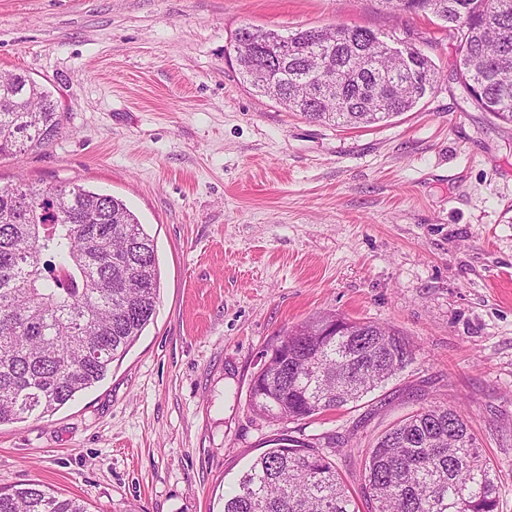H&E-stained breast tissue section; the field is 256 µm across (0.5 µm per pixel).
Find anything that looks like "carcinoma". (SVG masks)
<instances>
[{
    "instance_id": "obj_1",
    "label": "carcinoma",
    "mask_w": 512,
    "mask_h": 512,
    "mask_svg": "<svg viewBox=\"0 0 512 512\" xmlns=\"http://www.w3.org/2000/svg\"><path fill=\"white\" fill-rule=\"evenodd\" d=\"M432 15L459 40L456 69L472 102L512 125V0H382ZM286 34L254 29L258 54L235 42L243 82L312 121L362 127L409 112L435 89L438 70L416 47L410 72L387 56L386 40L336 26ZM274 66V83L253 80ZM333 75L336 101L318 89ZM64 130L57 101L30 76L0 88V157L43 150ZM160 292L153 240L126 204L81 185L0 187V425L44 418L100 382L152 320ZM338 325L344 333L328 331ZM288 355L272 360L250 393L251 410L274 422L339 410L385 387L414 361L394 328L325 313L285 335ZM241 473L223 512H358L332 454L331 436L274 439ZM369 512H497L498 470L464 415L423 407L367 449L359 477ZM0 512H87L81 499L28 483L0 488Z\"/></svg>"
}]
</instances>
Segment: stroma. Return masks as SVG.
I'll return each instance as SVG.
<instances>
[{"label":"stroma","instance_id":"35a3bbf8","mask_svg":"<svg viewBox=\"0 0 512 512\" xmlns=\"http://www.w3.org/2000/svg\"><path fill=\"white\" fill-rule=\"evenodd\" d=\"M358 26L409 38L433 93L339 128L243 83L238 28ZM458 43L381 0H0V69L51 90L65 132L0 159V184L122 199L154 241L156 313L106 377L0 426V487L44 482L89 512H221L269 439L336 435L355 483L383 430L467 416L512 512V126L466 100ZM324 312L395 327L415 360L351 409L278 424L251 380Z\"/></svg>","mask_w":512,"mask_h":512}]
</instances>
